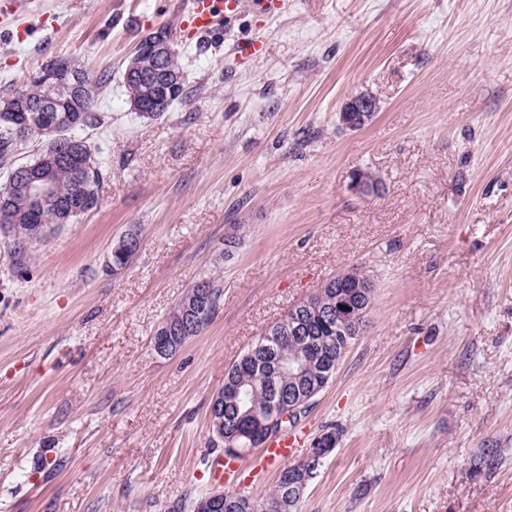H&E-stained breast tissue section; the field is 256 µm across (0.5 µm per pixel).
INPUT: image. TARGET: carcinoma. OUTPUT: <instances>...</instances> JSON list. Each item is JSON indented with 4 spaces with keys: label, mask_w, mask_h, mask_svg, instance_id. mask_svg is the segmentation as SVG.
Segmentation results:
<instances>
[{
    "label": "carcinoma",
    "mask_w": 512,
    "mask_h": 512,
    "mask_svg": "<svg viewBox=\"0 0 512 512\" xmlns=\"http://www.w3.org/2000/svg\"><path fill=\"white\" fill-rule=\"evenodd\" d=\"M112 81L109 73L92 75L85 73L82 97L84 108L72 113L71 124L52 127L48 113L28 105L17 112H0V169L7 171V181L0 187V236L7 239L10 253L21 258L36 245L44 242L48 235L65 224H70L80 215L97 208L99 189L103 180V166L96 157L87 139L80 132L101 123L100 113L94 111L104 89ZM18 91L34 104L41 103L48 96V87L35 82H25ZM40 145L39 152L27 163V176L43 172L49 174L53 191L42 200H31L22 192V180L16 173L15 157L17 148L26 142ZM58 154L54 167L41 161L49 152ZM137 249L136 235L129 233L112 247V271L126 268ZM208 288H201L196 282L172 307L165 317L162 327L177 336L167 355H174L189 338L199 335L214 319L220 305L222 288L215 279H206ZM193 305L204 306L203 322L194 327L186 309ZM354 340L346 329L334 322L320 321L315 324L313 341L320 349L336 353L347 349L344 340ZM267 348H250L236 363L226 369L224 386L240 385L249 391L250 404L260 412H273L286 409L288 402L282 399L275 387L288 390L292 378L288 375L271 377L265 365L268 356L292 359L304 352L306 340L299 336L282 333L265 339ZM238 413L229 398H224V424L213 428L212 445H227L239 440ZM283 469L277 477L271 492L265 497L270 504H280L275 512H298V507L288 506L282 491L286 480ZM172 512H213L208 495H193L173 506Z\"/></svg>",
    "instance_id": "carcinoma-1"
}]
</instances>
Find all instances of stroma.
I'll return each instance as SVG.
<instances>
[{"instance_id":"35a3bbf8","label":"stroma","mask_w":512,"mask_h":512,"mask_svg":"<svg viewBox=\"0 0 512 512\" xmlns=\"http://www.w3.org/2000/svg\"><path fill=\"white\" fill-rule=\"evenodd\" d=\"M0 0V96L47 62L108 71L85 138L100 202L31 254L0 239V512H168L215 490L208 405L295 303L356 267L363 332L301 422L336 429L299 512H512V0H280L182 41L179 0ZM170 32L184 95L132 112L128 57ZM262 39L241 62L238 37ZM375 96L363 129L344 101ZM377 175V196L352 193ZM137 231L130 265L107 267ZM213 321L152 339L202 278ZM492 470H475L484 449ZM282 466L224 489L262 500ZM379 108L378 100L368 93H360L348 98L338 112L340 125L359 129L369 123ZM350 190L359 196L378 195L382 191V182L371 172L359 170L352 175ZM203 279H206L205 281L208 283V288H201L200 281H196L175 303L165 317L161 327L158 329V331H160L163 328H169L174 336H180L175 341V344L171 345L167 353L165 352L168 350L170 336H155L153 348L159 355H174L189 338L198 336L214 319L219 309L223 289L218 280L210 278ZM204 289H207V294L204 292ZM193 305H204L205 312L203 322L196 328H193L192 321L189 319L190 313L186 312L187 307H192Z\"/></svg>"}]
</instances>
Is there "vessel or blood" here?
Wrapping results in <instances>:
<instances>
[{
	"label": "vessel or blood",
	"mask_w": 512,
	"mask_h": 512,
	"mask_svg": "<svg viewBox=\"0 0 512 512\" xmlns=\"http://www.w3.org/2000/svg\"><path fill=\"white\" fill-rule=\"evenodd\" d=\"M243 0H188L174 21L176 32L183 37L194 39L209 36L230 26L241 14ZM295 441L284 438L271 442L264 448L258 462L266 467L275 461H284L295 456Z\"/></svg>",
	"instance_id": "vessel-or-blood-1"
}]
</instances>
